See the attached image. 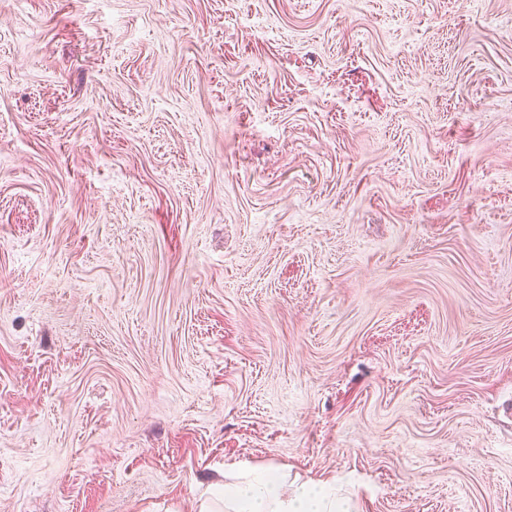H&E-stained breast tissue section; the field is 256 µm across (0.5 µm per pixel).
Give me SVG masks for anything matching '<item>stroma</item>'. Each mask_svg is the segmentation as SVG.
<instances>
[{
  "label": "stroma",
  "instance_id": "obj_1",
  "mask_svg": "<svg viewBox=\"0 0 512 512\" xmlns=\"http://www.w3.org/2000/svg\"><path fill=\"white\" fill-rule=\"evenodd\" d=\"M242 463L512 512V0H0V512Z\"/></svg>",
  "mask_w": 512,
  "mask_h": 512
}]
</instances>
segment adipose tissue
<instances>
[{
    "mask_svg": "<svg viewBox=\"0 0 512 512\" xmlns=\"http://www.w3.org/2000/svg\"><path fill=\"white\" fill-rule=\"evenodd\" d=\"M238 477L210 490L197 512H359L353 496L335 483L292 480L284 467L245 469Z\"/></svg>",
    "mask_w": 512,
    "mask_h": 512,
    "instance_id": "ef3b65f1",
    "label": "adipose tissue"
}]
</instances>
